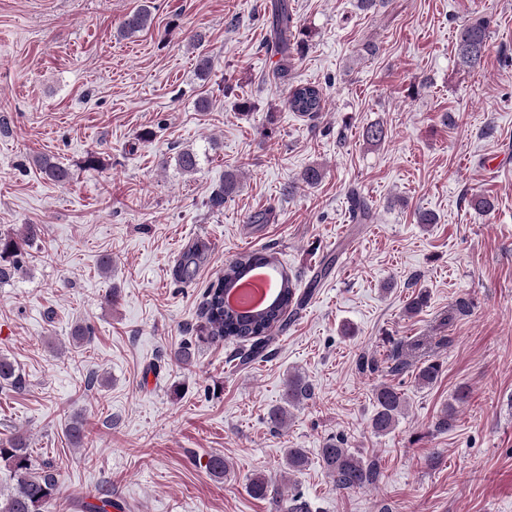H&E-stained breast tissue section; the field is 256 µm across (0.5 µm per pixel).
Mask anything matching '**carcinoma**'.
Returning <instances> with one entry per match:
<instances>
[{"label": "carcinoma", "mask_w": 512, "mask_h": 512, "mask_svg": "<svg viewBox=\"0 0 512 512\" xmlns=\"http://www.w3.org/2000/svg\"><path fill=\"white\" fill-rule=\"evenodd\" d=\"M152 23V6L149 0H143L135 10L126 16L121 25V32L133 35L147 28ZM310 33L298 27L294 14L288 8L287 0H280L274 12L273 39L267 49L279 56L280 71L288 73V64L293 56L300 53ZM488 23L476 19L463 25L456 36V50L461 63L472 70L481 68L490 50ZM288 109L309 119H317L324 111L325 95L323 87L314 83H297L288 87L286 97ZM387 132L378 122L367 125L363 138L374 145L385 141ZM199 156L192 149H183L176 156V165L186 173L196 171ZM37 166L49 180L66 184L72 178V172L48 157L37 161ZM237 177L230 174L224 177V183L215 187L207 204L213 210L224 208V202L233 193ZM350 222L368 224L372 220L370 204L356 190L349 192ZM208 250L206 243L196 242L184 250L175 268V279L188 283L195 279L197 271ZM335 259L326 256L319 264L316 276L309 287L301 290L296 282L281 271L280 288L275 301L264 310L251 314H234L224 310V288L237 281L246 270L257 264L276 265L272 255L244 252L224 263V274L212 281L204 292L202 317L204 324L199 328L198 341L209 344L232 342L240 347L241 363L248 364L264 356L273 342L275 335L288 327L303 306L332 268ZM23 266L21 248L18 242L9 236H0V283L8 282L18 274ZM428 293L420 290L412 294L404 307L405 313L413 316L426 307ZM423 341L416 337L407 342L397 343L387 355V369L391 373H402L410 367L409 357L420 350ZM441 372L437 361H429L417 368L415 382L430 386L436 382ZM8 385L16 391L25 388V382L17 365L6 356H0V385ZM311 384L301 375L288 376L285 384L283 403L272 407L267 413V422L279 429L285 423L294 408L311 399ZM470 398L467 387L461 386L452 396V402L445 406L434 422V429L444 433L453 429L456 421L457 407ZM376 403L370 426L377 435L388 433L396 424L405 407L404 393L392 384L380 383L374 389ZM70 443L83 448L86 445V432L83 424L73 421L67 426ZM322 467L332 480L336 489L351 491L375 484L381 477L378 467L364 460L346 447V440L341 436L328 439L320 449ZM289 474L303 471L308 465V457L301 448H288L285 453ZM0 461L4 462L10 473L13 487L10 492L0 496V512H42L43 507L52 499L58 483V475L53 465L33 463L27 440L22 434L15 435L7 444L0 446ZM272 479L263 474H254L247 479V491L255 498H266L271 492ZM278 512H311L310 503L299 493L277 500Z\"/></svg>", "instance_id": "obj_1"}]
</instances>
